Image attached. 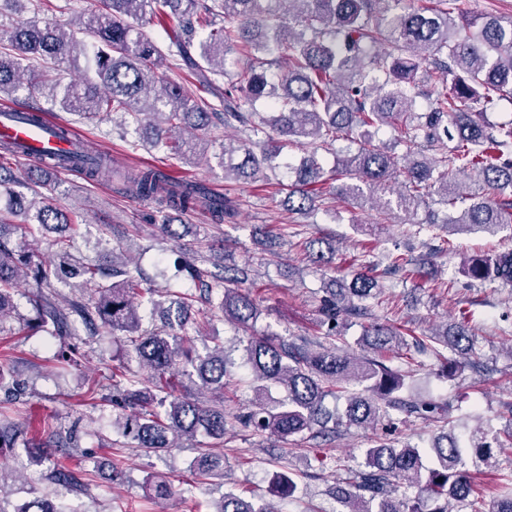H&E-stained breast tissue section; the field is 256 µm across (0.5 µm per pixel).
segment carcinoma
Instances as JSON below:
<instances>
[{
    "mask_svg": "<svg viewBox=\"0 0 512 512\" xmlns=\"http://www.w3.org/2000/svg\"><path fill=\"white\" fill-rule=\"evenodd\" d=\"M288 3V16L272 2ZM102 0L93 24L99 43L81 44L87 60L82 83L61 85L57 66L78 43L75 32L60 24L30 20L0 35V94L21 87L20 61L41 65L34 88L60 96L63 109L95 120L111 116L133 126L151 147L183 156L198 143L178 138L181 130L232 129L238 138L209 141L224 178L243 183L278 180L288 211L311 214L319 209L316 186L324 182L319 150L342 140L335 150L334 176L339 195L351 200L363 188L376 191L403 176L396 201L378 203L384 216L393 208L406 213L431 203L418 230L444 224L456 231L494 233L512 224V121L491 124L484 114L512 106V18L490 17L482 23L459 14L458 0ZM162 28L166 44L144 38L132 21L144 18ZM169 59L194 77L212 97L193 100L184 89L156 76L154 65ZM224 85H218L219 78ZM261 101L266 111L246 112L243 104ZM480 111L466 109L468 102ZM305 148L295 158L293 148ZM439 155L435 160L424 150ZM93 181L121 179L125 193L164 201L183 212L202 208L213 224L231 222L233 201L202 184L174 180L159 169L119 172L99 155L75 165ZM461 174L466 181L453 176ZM17 195L0 214V330L15 317V293L31 278L29 297L34 323L50 336H98L109 329L128 337L138 363L151 371L143 378L131 371L112 374L109 393L91 383L85 401L95 408L110 401L126 411L114 425L144 453L195 444L191 468L196 479L224 475L226 460L212 442L224 439V379L233 377L235 359L217 343L198 349L173 333L185 328L193 304H217L224 320L246 338L245 364L255 386L254 410L247 422L256 432L280 439L304 436L316 448L355 426L381 429L365 449L357 469H344L336 487L341 512H464L473 506L474 484L466 460L496 466L494 448H512V402L503 404L509 425L486 442L477 425L464 440L444 432L428 448L410 442L395 445L389 437L393 415L423 423H447L464 396L420 398L409 390L410 370L391 364L387 352L413 360L411 350L430 351L440 362L438 375L448 378L471 364L474 334L461 321L453 331L407 340L369 314L366 301L384 288L377 274H358L348 287L327 288L320 309L324 340L256 334L259 304L242 286L251 280L247 266L235 263L224 245L184 252L179 272L193 292L145 288L151 312L160 323L142 326L134 275L122 254L110 260H85L71 252L77 223L66 218L52 198L34 191ZM58 230L55 260L37 263L23 243L5 229L12 219ZM416 256L393 254L389 267L403 280L425 279L438 249L421 242ZM223 263L213 273L207 256ZM463 268L481 281L512 282V252L466 256ZM65 274L93 287L92 302L83 297L65 307L56 303L54 281ZM360 323L359 351L336 345L350 323ZM449 350L455 358L444 354ZM188 365L194 384L219 399V405L181 393L179 365ZM277 388L283 398L272 400ZM344 401V410L327 399ZM15 423L0 424V447L13 446ZM48 479L84 494L89 483L64 463H53ZM16 512H64L40 495ZM212 512H278L234 493H226ZM488 512H512V483L502 485Z\"/></svg>",
    "mask_w": 512,
    "mask_h": 512,
    "instance_id": "obj_1",
    "label": "carcinoma"
}]
</instances>
